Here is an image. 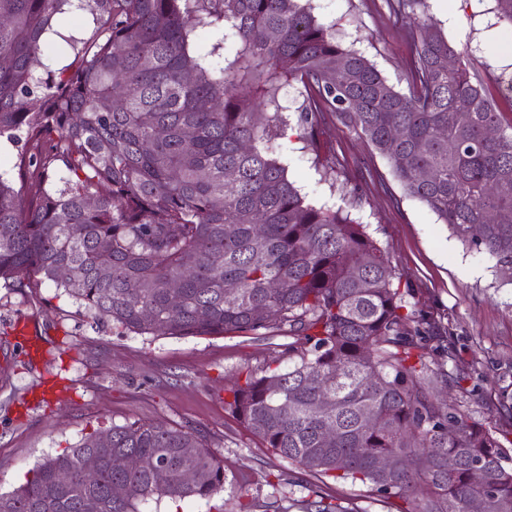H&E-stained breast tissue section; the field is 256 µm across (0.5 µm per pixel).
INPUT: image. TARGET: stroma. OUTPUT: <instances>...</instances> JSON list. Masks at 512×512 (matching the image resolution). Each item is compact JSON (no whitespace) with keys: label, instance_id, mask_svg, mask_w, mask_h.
<instances>
[{"label":"stroma","instance_id":"35a3bbf8","mask_svg":"<svg viewBox=\"0 0 512 512\" xmlns=\"http://www.w3.org/2000/svg\"><path fill=\"white\" fill-rule=\"evenodd\" d=\"M432 24L456 47H469L491 72L512 78V24L495 0H429ZM335 25L336 39L375 64L397 90L407 88L403 27L386 0H309ZM324 139L336 153L337 183L322 179L302 142L283 140L281 160L308 202L348 211L387 252L408 307L437 322L444 343L428 341L433 367L460 371L442 388L450 404L490 429L512 450V285L466 253L419 200L407 195L388 163L353 128L328 117ZM27 321L47 348L33 358L0 333V491L22 484L45 457L83 435L128 422L192 428L224 459V489L213 497L142 504L141 512H306L322 496L353 512H396L401 501L366 486L322 481L265 448L224 404V387L249 371L287 366V330L270 339L241 336L153 337L89 325L78 305L50 282L0 287V325ZM56 383L64 397L40 402L31 392Z\"/></svg>","mask_w":512,"mask_h":512}]
</instances>
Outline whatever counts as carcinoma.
<instances>
[{"label":"carcinoma","instance_id":"carcinoma-1","mask_svg":"<svg viewBox=\"0 0 512 512\" xmlns=\"http://www.w3.org/2000/svg\"><path fill=\"white\" fill-rule=\"evenodd\" d=\"M387 4L406 30L405 92L301 0H0V140L16 147L0 169V283L47 279L92 322L137 335L286 325L307 346L288 344L298 361L224 389L266 447L398 498L400 512H467L476 496L485 512H512V455L436 397L447 373L427 361L430 321L406 310L389 256L342 211L306 202L278 156L294 130L316 168L336 174L321 141L333 114L512 284V131L488 97L491 72L431 28L428 0ZM86 11L93 35L66 38L74 59L52 70L49 34ZM198 28L227 31L237 56L220 66L195 53ZM290 82L305 90L294 127L279 100ZM326 427L338 430L331 444ZM119 457L145 465L118 469ZM378 457L395 468L376 470ZM224 483V459L191 429L132 422L43 460L0 493V512H140Z\"/></svg>","mask_w":512,"mask_h":512}]
</instances>
